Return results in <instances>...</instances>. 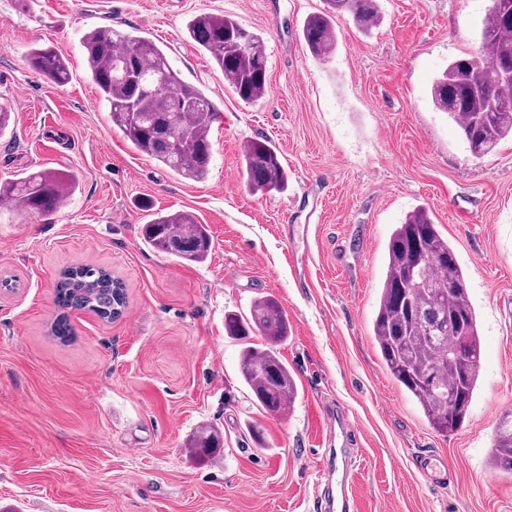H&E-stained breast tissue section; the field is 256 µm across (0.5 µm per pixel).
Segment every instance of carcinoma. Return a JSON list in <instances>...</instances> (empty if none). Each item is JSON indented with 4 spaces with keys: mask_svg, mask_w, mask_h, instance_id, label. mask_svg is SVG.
<instances>
[{
    "mask_svg": "<svg viewBox=\"0 0 512 512\" xmlns=\"http://www.w3.org/2000/svg\"><path fill=\"white\" fill-rule=\"evenodd\" d=\"M326 2L329 12L306 19L302 28L304 42L318 59L326 60L335 51L332 17L348 14L366 33L382 22L378 0ZM187 33L242 101L252 103L266 95V52L260 35L223 14L194 17ZM82 47L89 78L109 105L112 125L161 166L188 180H204L213 159L210 131L222 118L211 98L183 81L165 52L141 36L97 27L84 35ZM27 59L45 80L67 82L69 64L53 48L34 46ZM129 61L140 79L137 87L122 76ZM511 70L512 0H491L476 54L450 60L431 90L434 105L448 113L477 160L512 136V108L502 107L504 75ZM242 170L255 191L288 189V173L278 152L264 140L244 145ZM77 187L76 173L44 169L0 181V197L8 196L12 205L29 214L48 217ZM142 236L156 251L182 261L203 263L211 252L209 231L188 211L155 214L143 225ZM57 303L63 310H88L110 319L119 316L117 309L124 305L123 286L103 268L80 265L63 274ZM224 332L267 341L262 349L243 348L240 380L265 410L288 413L296 386L276 351L288 340V317L280 303L271 296L257 299L248 320L224 314ZM372 336L389 373L415 398L430 427L445 436L462 427L478 384L481 338L454 248L424 209L407 215L389 237ZM190 447L199 456L212 455L223 447L222 435L203 427ZM492 464L512 475V419L507 416L495 429Z\"/></svg>",
    "mask_w": 512,
    "mask_h": 512,
    "instance_id": "carcinoma-1",
    "label": "carcinoma"
}]
</instances>
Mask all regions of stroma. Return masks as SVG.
I'll return each instance as SVG.
<instances>
[{"instance_id":"stroma-1","label":"stroma","mask_w":512,"mask_h":512,"mask_svg":"<svg viewBox=\"0 0 512 512\" xmlns=\"http://www.w3.org/2000/svg\"><path fill=\"white\" fill-rule=\"evenodd\" d=\"M381 25L334 18L336 51L312 56L304 21L325 0H0V181L67 168L77 190L54 215L0 206V512H316L330 446L327 413L360 440L350 469L356 512H512V476L488 465L512 412V137L475 159L433 80L478 46L490 0H379ZM224 14L262 36L268 92L240 100L186 25ZM109 26L150 39L182 80L222 112L213 162L194 182L141 155L113 127L89 80L82 36ZM35 45L70 67L61 86L27 63ZM272 144L282 193L249 191L247 141ZM425 208L466 272L483 347L463 426L443 436L387 372L371 335L397 224ZM185 210L207 224L208 260L181 262L141 229ZM91 265L121 280L107 320L72 311L53 336L62 271ZM274 296L288 316L279 346L298 394L288 415L264 410L239 380L246 317ZM221 431L214 458L190 452ZM446 469L428 482L417 463ZM223 447L222 435L211 427H202L193 437L190 448L199 455H212Z\"/></svg>"}]
</instances>
